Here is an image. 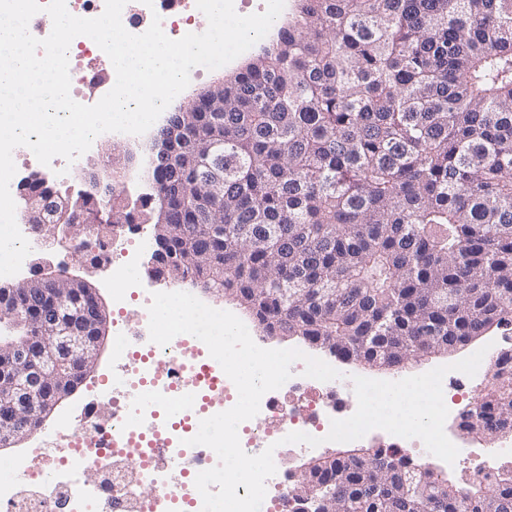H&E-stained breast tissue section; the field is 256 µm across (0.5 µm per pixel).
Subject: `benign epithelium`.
<instances>
[{"instance_id": "1", "label": "benign epithelium", "mask_w": 512, "mask_h": 512, "mask_svg": "<svg viewBox=\"0 0 512 512\" xmlns=\"http://www.w3.org/2000/svg\"><path fill=\"white\" fill-rule=\"evenodd\" d=\"M27 221L43 220L46 201L23 197ZM61 238L75 242L76 231L92 224L112 223L109 207L93 197L57 199ZM168 238L156 235L155 252L165 256L164 272L157 280L180 276V261L167 255ZM74 288L52 287L44 273L22 282L25 295L51 296L55 306L38 321L19 307H0V447L11 448L37 431L58 403L82 380L87 362H97L107 328L104 305L95 287L79 288L84 282L68 276Z\"/></svg>"}]
</instances>
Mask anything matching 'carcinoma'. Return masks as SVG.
<instances>
[{"label": "carcinoma", "instance_id": "1", "mask_svg": "<svg viewBox=\"0 0 512 512\" xmlns=\"http://www.w3.org/2000/svg\"><path fill=\"white\" fill-rule=\"evenodd\" d=\"M222 84L182 113L185 150L143 167L181 171L155 210L182 273L265 335L370 367L512 333V0H293ZM101 234L76 249L100 257ZM460 429L512 432V386ZM410 462L379 448L312 458L288 512L309 489L326 512H457L461 499L512 512V468L460 487Z\"/></svg>", "mask_w": 512, "mask_h": 512}]
</instances>
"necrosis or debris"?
<instances>
[{"label": "necrosis or debris", "instance_id": "necrosis-or-debris-1", "mask_svg": "<svg viewBox=\"0 0 512 512\" xmlns=\"http://www.w3.org/2000/svg\"><path fill=\"white\" fill-rule=\"evenodd\" d=\"M160 16L164 33L172 39L184 36L200 12L196 0H128L121 17L133 34L145 32L153 16ZM104 52L94 41L75 38L68 51L69 71L77 80L73 95L97 85L95 61ZM151 247L147 237L123 239L121 233L104 238L105 264L112 269V297L125 307L128 289H137L139 316L148 321L150 290L140 288V258ZM164 362L173 372L156 378L155 365ZM114 370L107 391L112 409L99 416L96 407L64 414L52 434L32 447L0 456V512H202V497L194 481L201 471L218 464L216 453L206 446L188 445L198 429V417H211L232 408L238 400L233 382L198 338L181 334L169 344L150 341L148 328L129 333L119 327L113 338ZM291 378L280 388L266 393L257 418L242 422L238 435L242 449L250 455L273 448L276 466L286 455L301 452L298 444L285 443L288 433L301 431L325 437L332 420L350 417L357 409L352 385L333 380L321 382L305 377L303 362H295ZM512 378V360L496 358L487 351L478 372L469 377L455 371L442 381L449 410L446 429L462 421L461 404L481 401L486 383L495 378ZM140 397L136 420L124 415L128 397ZM160 432L167 436L188 468L172 478L158 464V453L146 437ZM512 460V440L498 443L490 453L461 449L457 464H471L469 480L488 482L503 472L504 460ZM152 497H144V486Z\"/></svg>", "mask_w": 512, "mask_h": 512}]
</instances>
